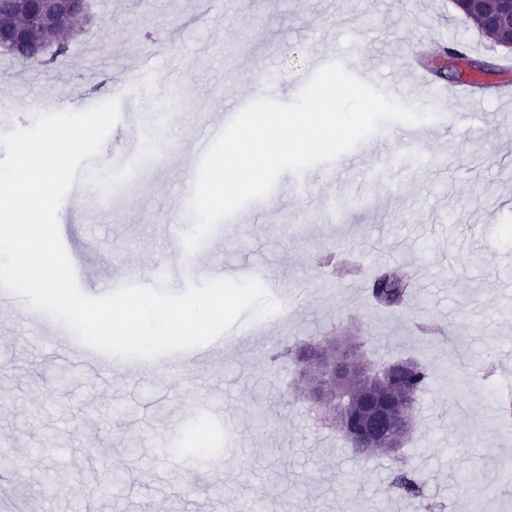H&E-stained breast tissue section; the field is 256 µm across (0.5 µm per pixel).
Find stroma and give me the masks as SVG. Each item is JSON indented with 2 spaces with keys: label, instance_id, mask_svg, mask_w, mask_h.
I'll return each mask as SVG.
<instances>
[{
  "label": "stroma",
  "instance_id": "1",
  "mask_svg": "<svg viewBox=\"0 0 512 512\" xmlns=\"http://www.w3.org/2000/svg\"><path fill=\"white\" fill-rule=\"evenodd\" d=\"M93 23L68 52L36 67L0 55V133L30 127L55 100L73 94L104 103L128 72L132 108H160L172 85L186 91L172 126L115 125L98 156L102 168L146 135L166 146L167 166L145 171L97 203V181L77 175L58 212L59 231L81 290L96 295L130 271H155L183 247L182 183L199 118L222 120L238 98L292 102L313 75L314 53L338 56L359 79L394 95L391 77L452 65L487 85L512 81V50L494 45L452 0H92ZM473 48L485 71L451 61L440 32ZM99 59L87 73V56ZM434 103L425 138L400 140L385 123L354 149L334 179L305 170L309 192L284 172L270 193L246 204L194 251L200 266L256 268L288 291L285 318L261 334L190 362L181 381L118 371L110 383L81 369V342L59 349L37 337L23 309L0 310V449L10 453L9 492L24 512H393L390 484L412 471L421 494L411 512H512L499 491L512 457V425L493 405L506 393L500 372L512 358V103ZM410 159L391 168L389 151ZM441 159L439 169L424 155ZM363 194L362 206L348 204ZM355 254L359 278L326 267L325 255ZM398 270L416 278L403 307L381 306L374 281ZM317 336L360 339L372 367L397 359L427 364L433 380L398 457L355 456L345 437L296 391L284 346ZM136 449H128L129 439ZM167 444L174 457L156 456Z\"/></svg>",
  "mask_w": 512,
  "mask_h": 512
}]
</instances>
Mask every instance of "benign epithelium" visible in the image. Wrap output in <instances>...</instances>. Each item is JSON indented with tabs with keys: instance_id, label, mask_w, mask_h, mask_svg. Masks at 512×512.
Listing matches in <instances>:
<instances>
[{
	"instance_id": "1",
	"label": "benign epithelium",
	"mask_w": 512,
	"mask_h": 512,
	"mask_svg": "<svg viewBox=\"0 0 512 512\" xmlns=\"http://www.w3.org/2000/svg\"><path fill=\"white\" fill-rule=\"evenodd\" d=\"M43 3L45 9L37 20L47 27L68 26L92 18L90 0H43ZM357 356V347L342 345L334 339L315 343L294 355L298 376L307 386V399L314 404L324 402L326 395L351 374L350 367ZM406 371V361L396 360L361 376L360 383L374 394V401L365 412L349 405V395L336 397V418L357 455H365L371 449L394 457L403 448L413 427L416 399L411 396L406 404L395 407L381 393L403 385Z\"/></svg>"
}]
</instances>
